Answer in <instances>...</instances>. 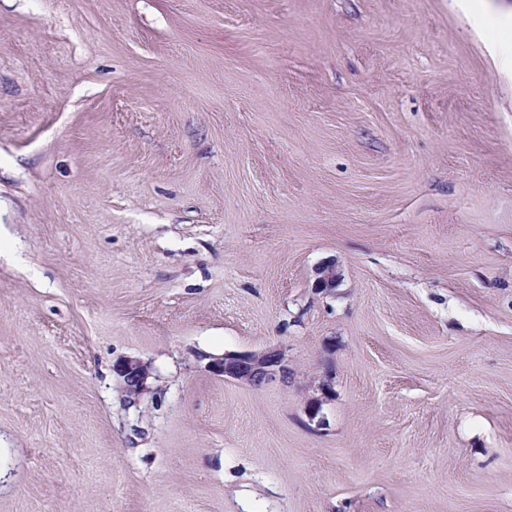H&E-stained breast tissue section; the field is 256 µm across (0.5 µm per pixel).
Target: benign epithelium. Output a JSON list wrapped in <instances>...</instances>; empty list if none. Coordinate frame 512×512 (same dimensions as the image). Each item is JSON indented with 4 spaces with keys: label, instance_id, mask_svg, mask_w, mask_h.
Here are the masks:
<instances>
[{
    "label": "benign epithelium",
    "instance_id": "obj_1",
    "mask_svg": "<svg viewBox=\"0 0 512 512\" xmlns=\"http://www.w3.org/2000/svg\"><path fill=\"white\" fill-rule=\"evenodd\" d=\"M316 274L315 287L325 291L335 288L341 280L340 271L334 262L321 264ZM208 369L250 386H261L276 379L286 383L289 374L285 353L281 349L212 358ZM112 370L121 379L123 390L131 402L151 391V380L156 378L152 365L135 357L117 359Z\"/></svg>",
    "mask_w": 512,
    "mask_h": 512
}]
</instances>
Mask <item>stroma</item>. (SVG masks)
Instances as JSON below:
<instances>
[{
    "label": "stroma",
    "mask_w": 512,
    "mask_h": 512,
    "mask_svg": "<svg viewBox=\"0 0 512 512\" xmlns=\"http://www.w3.org/2000/svg\"><path fill=\"white\" fill-rule=\"evenodd\" d=\"M481 5L0 0V512H512ZM273 348L288 382L207 369ZM113 372L121 379L122 388L129 402H135L143 394L152 389L150 379L156 380L157 375L151 363L135 357H123L112 366Z\"/></svg>",
    "instance_id": "stroma-1"
}]
</instances>
